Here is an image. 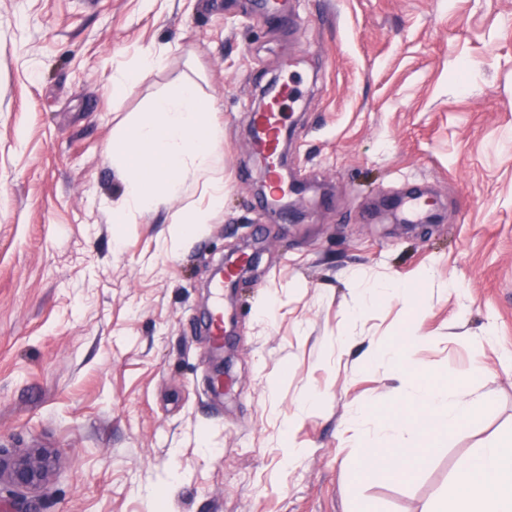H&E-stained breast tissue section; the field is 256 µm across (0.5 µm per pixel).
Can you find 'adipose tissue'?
Returning a JSON list of instances; mask_svg holds the SVG:
<instances>
[{
  "label": "adipose tissue",
  "instance_id": "obj_1",
  "mask_svg": "<svg viewBox=\"0 0 512 512\" xmlns=\"http://www.w3.org/2000/svg\"><path fill=\"white\" fill-rule=\"evenodd\" d=\"M213 109L197 85L187 81L155 98L133 126L113 140L112 163L127 173L124 204L113 214L116 223H129L133 214L150 211L162 197L177 193L186 168L208 169L219 137ZM207 195L206 207L173 220L172 247H179L198 226L208 223L211 213L223 208V182L209 183ZM376 355L391 362L393 379L412 393L406 405L386 417L368 440L357 470L364 475L401 477L407 475L408 465L421 466L432 457L442 435L474 420L479 405L469 391L468 375L445 384L434 382L413 352L396 344L381 347ZM394 442L400 445L398 454L404 464L390 469L386 461ZM434 512H512V437L498 438L461 458Z\"/></svg>",
  "mask_w": 512,
  "mask_h": 512
}]
</instances>
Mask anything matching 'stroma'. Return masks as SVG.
<instances>
[{
    "label": "stroma",
    "instance_id": "obj_1",
    "mask_svg": "<svg viewBox=\"0 0 512 512\" xmlns=\"http://www.w3.org/2000/svg\"><path fill=\"white\" fill-rule=\"evenodd\" d=\"M160 68L113 96L144 49ZM288 163L314 184L303 220L260 204L247 111L270 81ZM192 81L220 127L209 172L183 174L116 224L125 174L109 150L152 99ZM224 207L179 252L173 216ZM435 205L401 224L413 189ZM258 249L234 300L215 267ZM413 288L415 357L471 366L476 418L408 478L358 476L349 417L405 402L388 360L402 297L360 307L350 275ZM231 318L230 379L204 326ZM319 400L293 420L299 399ZM512 433V0H0V458L51 455L21 512H431L458 460ZM301 449L287 463V447Z\"/></svg>",
    "mask_w": 512,
    "mask_h": 512
}]
</instances>
